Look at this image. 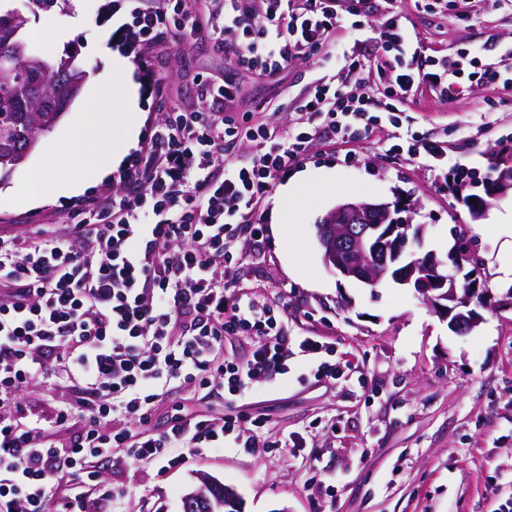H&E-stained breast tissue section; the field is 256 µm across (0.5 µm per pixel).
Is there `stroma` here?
Masks as SVG:
<instances>
[{
    "label": "stroma",
    "instance_id": "35a3bbf8",
    "mask_svg": "<svg viewBox=\"0 0 512 512\" xmlns=\"http://www.w3.org/2000/svg\"><path fill=\"white\" fill-rule=\"evenodd\" d=\"M12 4L27 18V30L45 29L29 39L33 53L73 55L89 76L82 98L25 163L0 179V227L24 234L42 224L76 221V194L60 193L48 183L41 201L29 205L18 191L29 172L45 163L48 147L66 137L111 50L135 62L142 141L177 110L257 112L270 125L291 126L311 82L361 89L359 76L346 75L333 54L340 46H360L368 69H375L372 49L385 14L393 10L405 16L426 53L459 62L474 56L512 72V7L491 0H450L446 11L437 13L417 0H366L362 30L338 29L328 46L273 77L229 65L214 47V19L204 0L191 5L198 33L137 52L112 35L113 0H64L48 13L28 0ZM76 5L85 25L68 29L63 45L50 46L56 31L68 28ZM203 76L235 84L237 96L218 104L203 100L198 87ZM404 109L410 131L447 141L446 170L431 168L422 157L387 151L386 133L379 129L362 132L349 145L316 144L292 167L311 177L293 200L296 233L280 235L271 227L287 183L282 177L255 216L267 227L263 242H243L242 260L225 274L232 289L280 297L289 340L310 336L327 342L335 379L316 380L297 357L289 361L287 379L257 385L232 404L206 389L166 395L150 423L160 430L177 402L188 413L218 416L230 409L268 418L272 438L291 440V447L262 458L228 448L163 474L152 464L113 458L101 471L126 489L125 512H181L183 493L204 476L234 487L243 512H512V310L487 308L472 330H451L412 288L391 281L370 288L328 270L316 239V224L338 202L390 201L396 191H405L418 203L416 223L428 229L425 249L447 258L454 230L464 231L482 262L480 283L497 298L512 288L495 277L505 241L498 223L512 215V194L475 215L449 190L445 177L460 168L485 176L488 148L512 143V82L466 85L446 101L423 86Z\"/></svg>",
    "mask_w": 512,
    "mask_h": 512
}]
</instances>
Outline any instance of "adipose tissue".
<instances>
[{
	"instance_id": "1",
	"label": "adipose tissue",
	"mask_w": 512,
	"mask_h": 512,
	"mask_svg": "<svg viewBox=\"0 0 512 512\" xmlns=\"http://www.w3.org/2000/svg\"><path fill=\"white\" fill-rule=\"evenodd\" d=\"M132 71L127 59L113 56L111 68L95 80L98 95L90 97L74 116L69 140L55 148L56 153L73 156V167L62 170L51 164L32 175L23 188L27 200L40 199L43 183L74 190L110 177L118 168L123 155L112 151L111 141L118 139L129 147L138 132L137 126L126 119L137 109Z\"/></svg>"
}]
</instances>
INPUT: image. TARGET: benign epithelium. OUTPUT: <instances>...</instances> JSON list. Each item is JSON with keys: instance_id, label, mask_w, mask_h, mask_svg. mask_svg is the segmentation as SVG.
I'll list each match as a JSON object with an SVG mask.
<instances>
[{"instance_id": "benign-epithelium-1", "label": "benign epithelium", "mask_w": 512, "mask_h": 512, "mask_svg": "<svg viewBox=\"0 0 512 512\" xmlns=\"http://www.w3.org/2000/svg\"><path fill=\"white\" fill-rule=\"evenodd\" d=\"M42 73L41 63L28 59L24 68L13 67L8 58L0 60V84ZM84 78L67 75L56 86L61 105L49 109L50 124H56L81 91ZM417 206L398 197L392 202L345 200L326 216L328 223L316 225V238L326 267L346 278L374 287L392 280L415 290L422 300L448 319V326L470 329L479 320L476 295L486 300L484 288L458 286V275L470 261L466 241L460 240L445 263L433 251L417 256L427 225L414 223Z\"/></svg>"}]
</instances>
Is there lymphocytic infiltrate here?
<instances>
[{
	"label": "lymphocytic infiltrate",
	"mask_w": 512,
	"mask_h": 512,
	"mask_svg": "<svg viewBox=\"0 0 512 512\" xmlns=\"http://www.w3.org/2000/svg\"><path fill=\"white\" fill-rule=\"evenodd\" d=\"M217 18V46L232 42V63L273 74L323 48L360 0H206ZM184 0L131 4L115 30L136 47L193 33ZM384 52L401 56L388 71L385 102L330 82L313 87L292 127L235 119L220 112H171L108 200H81L65 234H15L0 228V512H122L123 487L105 483L96 461H125L167 472L190 457L219 455L227 442L254 457L275 446L268 421L241 415L175 414L164 430L144 432L171 385L209 388L231 398L258 381L287 375L292 355L317 359L314 376L332 379L327 346L306 337L289 343L285 309L228 290L224 271L237 244L259 239L252 216L274 181L316 141L354 139L359 126L390 124L389 151L444 160L443 141L399 135L402 104L422 86L448 96V70L461 83H495L500 71L476 63L452 68L413 45L401 13L389 12ZM247 142L246 159L224 155L225 141ZM245 337L244 362L225 359L224 339ZM47 381L41 400L22 393ZM75 429L56 442L47 426Z\"/></svg>",
	"instance_id": "obj_1"
}]
</instances>
